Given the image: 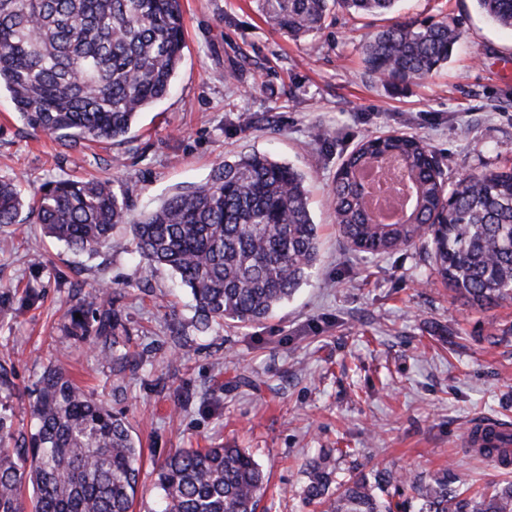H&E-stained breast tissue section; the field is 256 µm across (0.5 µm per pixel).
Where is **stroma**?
I'll list each match as a JSON object with an SVG mask.
<instances>
[{"mask_svg":"<svg viewBox=\"0 0 512 512\" xmlns=\"http://www.w3.org/2000/svg\"><path fill=\"white\" fill-rule=\"evenodd\" d=\"M180 4L186 48L172 89L123 141L67 148L26 126L1 91L0 179L30 196L50 179L107 177L140 213L238 152H263L307 177L317 272L271 318L203 334L171 271H143L129 231L78 254L20 212L0 227V414L27 434L32 395L56 364L129 422L143 474L179 448L250 449L269 478L266 512H312L300 498L305 464L336 448L346 451L336 460L344 480L448 466L476 488L512 479V468L464 446L477 419L512 425V305L483 310L457 296L427 244L351 250L329 205L343 159L382 134L422 137L451 181L512 165V30L475 0H400L401 18L451 17L464 38L427 79L394 87L362 63L364 35L390 17L338 11L294 39L255 0ZM105 285L122 336L69 335L68 311ZM29 290L37 300L25 307Z\"/></svg>","mask_w":512,"mask_h":512,"instance_id":"1","label":"stroma"}]
</instances>
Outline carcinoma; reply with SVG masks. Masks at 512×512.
Listing matches in <instances>:
<instances>
[{"label":"carcinoma","instance_id":"carcinoma-1","mask_svg":"<svg viewBox=\"0 0 512 512\" xmlns=\"http://www.w3.org/2000/svg\"><path fill=\"white\" fill-rule=\"evenodd\" d=\"M399 0H257L274 29L298 38L320 31L340 8L393 14ZM496 24L512 29V0H476ZM462 31L453 20L396 21L362 46L366 69L391 83L428 77L448 62ZM186 47L179 0H0V89L23 122L70 147L124 139L138 116L161 100ZM368 138L336 171V224L354 250L384 254L422 239L435 271L481 308L512 302V167L469 174L449 184L433 151L414 135L383 138L389 157L413 189L407 211L378 222L364 203L363 176L380 163ZM28 207L44 232L78 253L106 248L130 228L144 271H172L194 301L197 330L226 321L243 325L271 317L308 283L319 262L305 176L290 163L252 151L213 168L208 179L134 218L124 191L110 180L54 179L25 199L0 180V226ZM117 313L98 289L69 312L74 336H115ZM35 429L7 448L12 421L0 416V512H25L22 488L32 486L31 512H133L141 480L129 427L89 399L50 365L33 402ZM332 454L308 462L302 488L322 512H407L381 499L400 478L360 473L336 483ZM155 512H257L268 477L245 448H181L152 472ZM417 512H512V481L477 491L450 468L411 481Z\"/></svg>","mask_w":512,"mask_h":512}]
</instances>
